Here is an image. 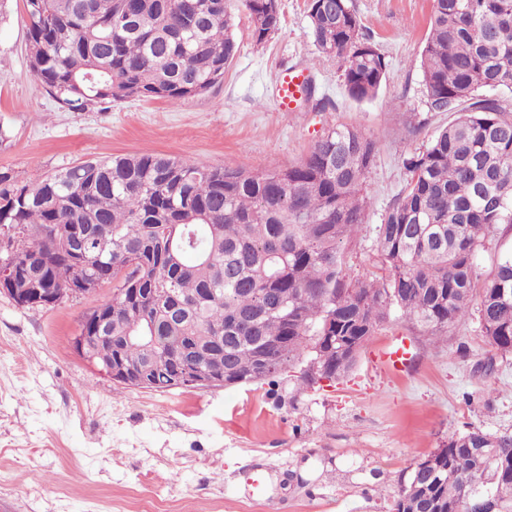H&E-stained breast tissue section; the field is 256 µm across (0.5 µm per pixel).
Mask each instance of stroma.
Wrapping results in <instances>:
<instances>
[{
  "mask_svg": "<svg viewBox=\"0 0 512 512\" xmlns=\"http://www.w3.org/2000/svg\"><path fill=\"white\" fill-rule=\"evenodd\" d=\"M387 63L376 97L359 102L335 61L307 36V0H280L282 23L256 43L234 11L236 55L224 80L179 103L129 99L71 111L47 94L27 58L24 0H0V172L26 183L70 164L161 153L254 169L297 163L328 129L376 140L368 207L343 247L345 272H378L377 228L404 190L406 161L448 125L428 111L420 54L432 0H351ZM311 68L322 108L280 109L283 66ZM111 286L50 307L0 294V512H389L403 470L472 428L512 432V354L477 315L431 336L391 313L355 368L333 382L155 391L112 381L73 338ZM413 345L409 371L381 373L373 355L393 337ZM268 475L248 498L254 470Z\"/></svg>",
  "mask_w": 512,
  "mask_h": 512,
  "instance_id": "obj_1",
  "label": "stroma"
}]
</instances>
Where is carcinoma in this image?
<instances>
[{
    "mask_svg": "<svg viewBox=\"0 0 512 512\" xmlns=\"http://www.w3.org/2000/svg\"><path fill=\"white\" fill-rule=\"evenodd\" d=\"M241 2L261 43L281 26L279 0H26L28 61L70 110L130 98L176 103L224 80L237 52ZM309 36L336 60L348 95L374 98L387 64L349 0L307 4ZM430 112H453L407 159L402 194L378 226L382 274L347 282L343 245L365 223V175L377 142L352 124L328 129L288 167H204L165 154L86 161L18 184L0 173V225L33 241L15 286L103 279L108 318L133 367L160 364L150 385L194 360L224 386L267 383L298 365L306 386L349 373L396 308L433 335L469 314L474 293L489 344L512 353V254L475 288L478 249L512 224V0H433L421 51ZM98 232L81 265L73 230ZM392 512H512V433L473 429L403 473Z\"/></svg>",
    "mask_w": 512,
    "mask_h": 512,
    "instance_id": "obj_1",
    "label": "carcinoma"
}]
</instances>
